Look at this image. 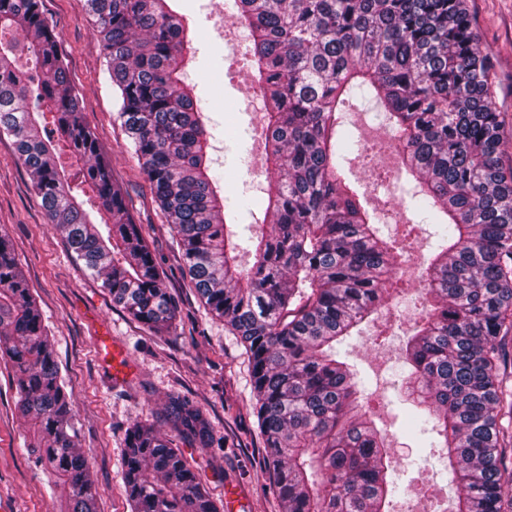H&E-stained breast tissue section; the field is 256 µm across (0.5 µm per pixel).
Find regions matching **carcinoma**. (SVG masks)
<instances>
[{
    "label": "carcinoma",
    "instance_id": "carcinoma-1",
    "mask_svg": "<svg viewBox=\"0 0 512 512\" xmlns=\"http://www.w3.org/2000/svg\"><path fill=\"white\" fill-rule=\"evenodd\" d=\"M169 0H88L120 101L118 118L175 237L181 270L239 337L254 414L283 512H390L393 441L359 411L362 382L336 346L405 292L409 249L380 234L343 162L356 145L342 113L376 100L400 146L405 197L439 223L408 338L411 402L429 447L448 459L453 512H512V134L465 0H233L248 30L266 117L269 231L237 261L221 179L211 174L186 67L183 17ZM0 135L29 174L51 227L131 319L150 331L178 315L161 262L100 158L40 0H0ZM50 329L0 234V359L32 451L51 469L60 512H97L77 445L72 394ZM157 420L203 450L224 448L186 394ZM174 436V437H176ZM174 437L150 421L124 438L130 512H223Z\"/></svg>",
    "mask_w": 512,
    "mask_h": 512
}]
</instances>
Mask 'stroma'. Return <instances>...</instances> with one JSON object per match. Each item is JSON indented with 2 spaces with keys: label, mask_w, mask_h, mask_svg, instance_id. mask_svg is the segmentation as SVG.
I'll list each match as a JSON object with an SVG mask.
<instances>
[{
  "label": "stroma",
  "mask_w": 512,
  "mask_h": 512,
  "mask_svg": "<svg viewBox=\"0 0 512 512\" xmlns=\"http://www.w3.org/2000/svg\"><path fill=\"white\" fill-rule=\"evenodd\" d=\"M480 35L495 102L512 122V0H465ZM186 17L189 44L206 68L192 74L201 112L214 127L216 168L234 196L255 195L267 169L260 138L265 122L256 96L258 73L247 32L232 16H218L212 0H174ZM57 27L70 82L94 133L113 182L125 193L135 223L162 260L167 284L179 300L175 329L154 333L113 305L100 280L90 275L54 232L26 171L14 158L9 136L0 137V231L5 232L51 328L55 356L72 393L78 418L77 443L93 467L99 512H130L122 480V450L128 426L150 419L168 393L189 394L213 417L220 451L183 446L182 451L215 498L237 487L240 512H282L266 463L264 440L253 413L248 357L223 320L202 304L183 276L172 232L151 186L131 154L117 119L118 102L103 50L92 34L86 0H41ZM352 129L370 147L367 159L350 164L348 176L369 207L389 210L401 200L406 176L394 149L395 136L378 113H349ZM418 312L410 297L390 301L358 336L341 349L371 392L376 424L398 434L404 405L396 400L403 373L402 349ZM108 333L131 365L114 382L94 338ZM391 464L403 487L392 512H452V476L426 448H396ZM0 501L11 512H53L47 478L26 450L15 405L12 371L0 363Z\"/></svg>",
  "instance_id": "stroma-1"
}]
</instances>
